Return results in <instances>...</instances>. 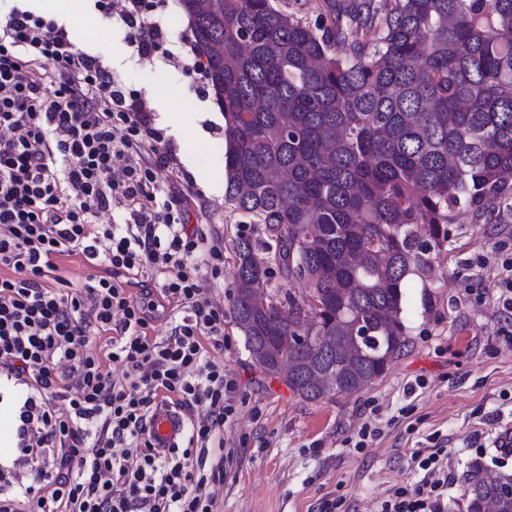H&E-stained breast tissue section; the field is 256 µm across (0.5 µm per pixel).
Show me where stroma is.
Wrapping results in <instances>:
<instances>
[{"instance_id":"1","label":"stroma","mask_w":512,"mask_h":512,"mask_svg":"<svg viewBox=\"0 0 512 512\" xmlns=\"http://www.w3.org/2000/svg\"><path fill=\"white\" fill-rule=\"evenodd\" d=\"M166 41L150 60L135 57L119 17L87 7L78 46L97 55L113 78L140 97L170 151L157 171L160 194L177 193L189 223L224 247V275L207 280L231 304L234 245L262 225L224 200L225 122L210 87L194 67L197 52L179 0L151 12ZM441 278L409 277L404 288L408 343L386 373L358 392L308 401L253 361L232 312L224 314V347L214 357L238 383L236 412L224 426L222 512H376L394 486L413 480L412 452L448 450L454 486L448 512H466L473 463L512 475V458L494 463L475 447L512 429V346L497 283L512 258V215L487 217L467 205L450 214ZM378 435L364 451L352 440L363 424Z\"/></svg>"}]
</instances>
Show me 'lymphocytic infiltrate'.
Instances as JSON below:
<instances>
[{"instance_id":"1","label":"lymphocytic infiltrate","mask_w":512,"mask_h":512,"mask_svg":"<svg viewBox=\"0 0 512 512\" xmlns=\"http://www.w3.org/2000/svg\"><path fill=\"white\" fill-rule=\"evenodd\" d=\"M95 8L119 15L139 57L164 38L145 0ZM160 142L149 111L65 27L18 6L0 17V405L43 490L0 469V512H219L237 382L213 357L224 307L200 268L219 277L224 249L173 200L157 203ZM116 207L126 222L100 223ZM72 255L101 272L67 291L56 260ZM168 310L169 335H154ZM162 402L187 412L188 442L160 453L146 421ZM409 466L416 482L380 512H448L447 453Z\"/></svg>"}]
</instances>
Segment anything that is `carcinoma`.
Wrapping results in <instances>:
<instances>
[{"label":"carcinoma","instance_id":"obj_1","mask_svg":"<svg viewBox=\"0 0 512 512\" xmlns=\"http://www.w3.org/2000/svg\"><path fill=\"white\" fill-rule=\"evenodd\" d=\"M179 2L224 114L225 202L269 231L235 245L245 348L271 375L286 362L305 400L357 392L406 346L403 289L445 251L449 212L512 210V0L382 17L323 0L313 27L272 0ZM275 272L305 294H279ZM511 480L471 476L467 512H512Z\"/></svg>","mask_w":512,"mask_h":512}]
</instances>
